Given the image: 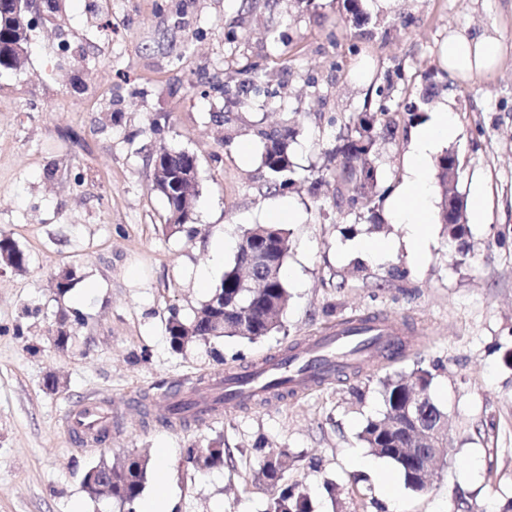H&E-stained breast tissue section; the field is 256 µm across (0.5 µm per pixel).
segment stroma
Returning a JSON list of instances; mask_svg holds the SVG:
<instances>
[{"label":"stroma","mask_w":512,"mask_h":512,"mask_svg":"<svg viewBox=\"0 0 512 512\" xmlns=\"http://www.w3.org/2000/svg\"><path fill=\"white\" fill-rule=\"evenodd\" d=\"M32 0L37 24L24 64L0 67V233L28 256L0 268V512H122L90 495L88 467L131 454L167 461L175 512H264L274 490L257 477L262 453L287 451L289 481L312 512H386L380 477L400 486L404 512H512V0ZM452 28L496 31V68L450 75L439 46ZM280 36L271 46V36ZM431 91L419 114L456 113L458 191L484 187V217L457 263L442 224L414 261L388 196L372 211L338 212L326 167L371 88ZM232 119L219 125L224 113ZM288 122L298 179L289 194L306 214L290 225L286 266L298 270L283 328L251 342L221 338L174 352L171 312L190 318L207 299L194 273L207 244L267 222L276 197L259 157L237 144L254 125ZM415 122L398 117L373 157L379 187L405 173ZM195 155L199 195L189 226H165L152 188L160 148ZM398 241L378 262L359 250ZM71 275L73 287L56 282ZM88 318L67 350L50 335L61 311ZM375 316L403 329L406 346L360 371L219 419L167 426L169 396L198 378L278 357L337 321ZM437 364L431 394L448 413L446 463L427 491L403 488L391 462L369 457L358 434L384 404L385 375ZM57 376V390L45 380ZM104 402L112 430L94 445L63 427L66 410ZM224 443V461L198 471L187 448ZM339 488L337 501L323 489Z\"/></svg>","instance_id":"obj_1"}]
</instances>
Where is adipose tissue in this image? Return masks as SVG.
<instances>
[{
	"instance_id": "obj_1",
	"label": "adipose tissue",
	"mask_w": 512,
	"mask_h": 512,
	"mask_svg": "<svg viewBox=\"0 0 512 512\" xmlns=\"http://www.w3.org/2000/svg\"><path fill=\"white\" fill-rule=\"evenodd\" d=\"M503 51L504 47L494 32L484 30L471 34L452 29L441 47L440 55L448 69L470 77L493 68ZM457 132L452 108L442 105L432 119L416 131L406 159V175L392 193L391 216L395 223L402 225L405 240L414 253L422 252L427 227L438 220L430 201L426 162L442 143L455 137Z\"/></svg>"
}]
</instances>
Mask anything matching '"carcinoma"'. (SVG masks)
Listing matches in <instances>:
<instances>
[{
    "label": "carcinoma",
    "instance_id": "carcinoma-1",
    "mask_svg": "<svg viewBox=\"0 0 512 512\" xmlns=\"http://www.w3.org/2000/svg\"><path fill=\"white\" fill-rule=\"evenodd\" d=\"M0 40L10 46L12 64L16 68L25 58L28 36L14 26L12 21L0 15ZM414 116L418 106L411 96L404 97L392 110L380 102L368 101L362 111L349 117L343 144L336 149V165L330 177L336 182V206H345L351 211L370 208L376 193L377 180L372 156L377 140L374 127L391 131L393 116L399 111ZM254 136L260 146L262 167L267 173L268 189L283 192L294 184L290 174L294 173L289 155L290 139L293 138L288 122L277 126H258ZM160 168L175 175L183 168L192 165L196 159L183 151L163 150L155 154ZM459 157L454 152H444L437 159L438 188L441 195L439 209L440 222L445 224L448 241L454 242L457 249L453 258L463 263L469 254L465 237L468 235V222L463 220L464 203L461 200L456 181L449 171ZM197 183L186 182L176 188L161 177L154 179L155 189L164 197L167 204V225L179 229L190 220L197 198ZM457 202L456 211L460 224L448 223L447 201ZM290 232L284 224H254L243 231L233 262L224 270L220 283L213 294L195 309L189 319H184L175 311L166 322V333L171 348L182 352L193 344L207 345L224 337H238L255 341L279 331L290 304V292L283 279L282 269L289 252ZM264 248L268 252L269 265L263 271V280L256 282L250 276L246 263L245 250ZM0 249L14 254L13 267L21 269L27 264V256L17 248L7 235L0 236ZM224 292V326L220 332L210 321V309L214 293ZM431 367L419 366L410 373L388 376L380 381L381 395L385 411L380 417L369 418L363 425L359 438L372 454L390 461L399 471L405 486L413 492L424 489L419 467L405 452L407 448L420 447L421 438L413 424H408V432L399 439L388 435L385 422L406 419L405 411L412 393L417 390H430L435 375ZM423 413L432 428L430 440L437 448L448 447V415L434 401L428 398ZM224 461V448L213 444L205 448H189L186 462L198 470L207 469ZM149 460L136 456L126 458L118 464L99 463L89 467L84 475V483L90 480L107 479L111 497L134 512L133 505L139 499L146 477ZM288 461L276 457V463L263 462L259 475L275 488V494L268 503L266 512H312L310 498L296 485L286 480Z\"/></svg>",
    "mask_w": 512,
    "mask_h": 512
}]
</instances>
